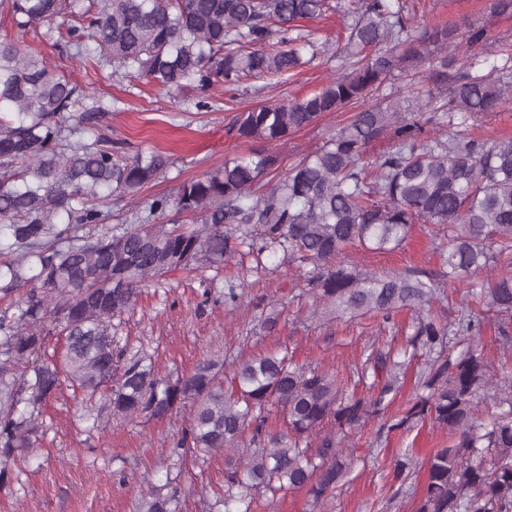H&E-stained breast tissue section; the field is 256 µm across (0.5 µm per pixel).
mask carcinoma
<instances>
[{
	"mask_svg": "<svg viewBox=\"0 0 512 512\" xmlns=\"http://www.w3.org/2000/svg\"><path fill=\"white\" fill-rule=\"evenodd\" d=\"M17 30L36 24L57 32L72 59L103 62L166 91L245 77L285 76L317 54L297 27L321 15L326 0H0ZM397 0H351L345 61L319 91L239 112L228 128L236 139L260 142L203 177L181 182L175 195L146 203L136 224L92 233L111 214L112 198L135 200L171 164L162 152L130 155L92 124L112 103L58 73L21 41L0 40V299L26 292L0 309V484L44 436L43 410L67 379L91 400L86 430L163 419L191 408L190 430L173 442L163 484H149L135 512H176L185 457L207 461L231 449L224 486L208 512H254L290 490H303L312 512H324L352 465L353 433L382 416L399 391L406 363L424 358L423 393L399 411L391 429L429 420L453 435L424 464L426 482L413 512H512V137L482 141L462 124L512 99V82L473 72L475 59L433 67L446 88L447 111L427 92L394 97L355 112L316 151L268 176L276 147L325 112H340L421 59L426 43L447 44L445 27L411 34ZM488 34L469 25L466 48L490 53ZM448 127V138L438 136ZM432 128L428 134L426 128ZM81 131L86 138L70 143ZM379 141L391 146L371 159ZM190 224L152 221L170 209ZM448 232L437 274L409 269L377 274L337 262L358 243L372 251L402 247L419 222ZM65 227L60 229L58 224ZM281 252L314 266L309 280L323 313L388 321L419 307L404 347L381 349L353 377L343 378L294 352L250 357L229 373L215 359L188 376L161 373L142 349L114 350L112 320L134 309L141 289L178 269L220 268L236 255L261 266ZM466 286L465 303L444 321L428 312L442 283ZM498 326V374L479 349L485 322ZM66 340L60 360L45 350L51 331ZM365 391H359V388ZM499 409L488 420L483 404ZM285 429L271 431L273 417ZM413 457L392 464L405 485Z\"/></svg>",
	"mask_w": 512,
	"mask_h": 512,
	"instance_id": "obj_1",
	"label": "carcinoma"
}]
</instances>
